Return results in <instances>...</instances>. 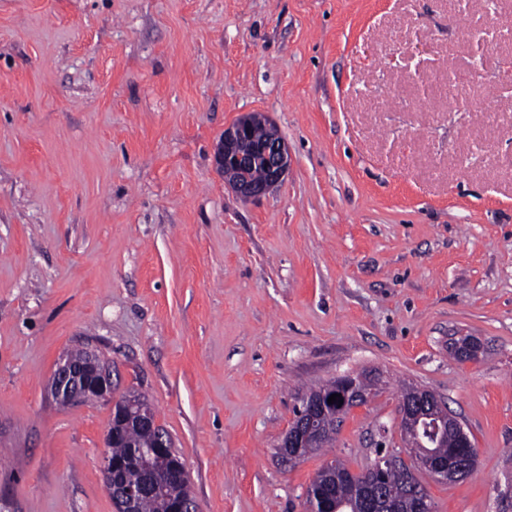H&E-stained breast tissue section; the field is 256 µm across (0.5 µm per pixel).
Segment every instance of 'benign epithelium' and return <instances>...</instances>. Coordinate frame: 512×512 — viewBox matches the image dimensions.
Masks as SVG:
<instances>
[{
	"label": "benign epithelium",
	"mask_w": 512,
	"mask_h": 512,
	"mask_svg": "<svg viewBox=\"0 0 512 512\" xmlns=\"http://www.w3.org/2000/svg\"><path fill=\"white\" fill-rule=\"evenodd\" d=\"M255 114L246 113L232 125L224 128V136L217 147L216 164L224 178L232 188L245 200L259 199L271 188L282 183L288 174L290 156L288 145L283 138L257 139L252 131ZM264 171V178L256 181L251 177L255 167ZM50 391L61 407L92 402L114 401L115 385L112 381V368L98 356L90 353L80 363L74 361L72 355H65L58 363L49 383ZM356 391V382L345 379L337 384L336 393L341 395L343 403L330 404V394L322 393L319 398L305 400L308 420L307 431L299 436L290 435L283 447L292 451L307 444L308 440L321 433L318 420L331 412L341 415L348 406V401ZM435 409L433 399L421 390H413L408 398L399 404L400 421L410 424L413 428L426 423ZM136 423L145 427L158 425L157 419L150 413L132 408H112V423L105 438L102 458L105 487L113 499L116 512H136V503L142 488L125 484L126 462L112 458L110 448L116 433V427ZM424 467L434 472L436 477L444 481H452L470 473L456 465H450L448 459L429 457ZM153 482L161 485L178 482L188 483L185 463L180 461L169 471L153 478Z\"/></svg>",
	"instance_id": "1"
}]
</instances>
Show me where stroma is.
Segmentation results:
<instances>
[{
  "mask_svg": "<svg viewBox=\"0 0 512 512\" xmlns=\"http://www.w3.org/2000/svg\"><path fill=\"white\" fill-rule=\"evenodd\" d=\"M487 4L0 0V512H115L111 406L47 388L81 348L148 399L198 512H304L327 462L403 448L404 384L477 451L418 471L433 512H512V0ZM249 112L290 153L253 202L215 164ZM364 370L331 452L281 463L301 393Z\"/></svg>",
  "mask_w": 512,
  "mask_h": 512,
  "instance_id": "1",
  "label": "stroma"
}]
</instances>
